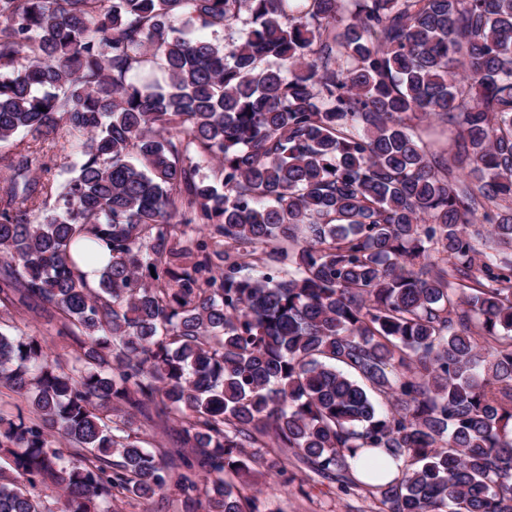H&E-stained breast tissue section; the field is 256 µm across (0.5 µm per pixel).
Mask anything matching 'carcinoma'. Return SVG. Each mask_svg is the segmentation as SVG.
<instances>
[{
  "mask_svg": "<svg viewBox=\"0 0 512 512\" xmlns=\"http://www.w3.org/2000/svg\"><path fill=\"white\" fill-rule=\"evenodd\" d=\"M431 115L453 148L411 132ZM17 136L0 306L53 312L79 352L0 331V385L35 414L0 411L24 478L0 512L188 498L202 473L206 512H261L246 448L375 512H512V0H0ZM170 413L164 455L128 427ZM47 151L46 161L58 179L67 177V170L77 161L75 150L70 146L64 130L51 135L44 144Z\"/></svg>",
  "mask_w": 512,
  "mask_h": 512,
  "instance_id": "obj_1",
  "label": "carcinoma"
}]
</instances>
